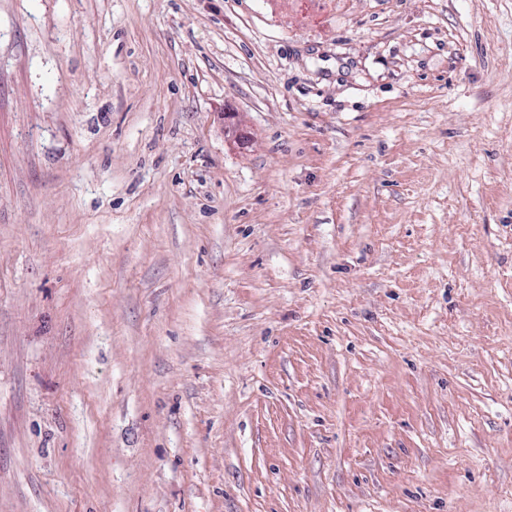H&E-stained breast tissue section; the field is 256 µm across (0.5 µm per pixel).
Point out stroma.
<instances>
[{
    "label": "stroma",
    "instance_id": "obj_1",
    "mask_svg": "<svg viewBox=\"0 0 512 512\" xmlns=\"http://www.w3.org/2000/svg\"><path fill=\"white\" fill-rule=\"evenodd\" d=\"M0 512H512V0H0Z\"/></svg>",
    "mask_w": 512,
    "mask_h": 512
}]
</instances>
